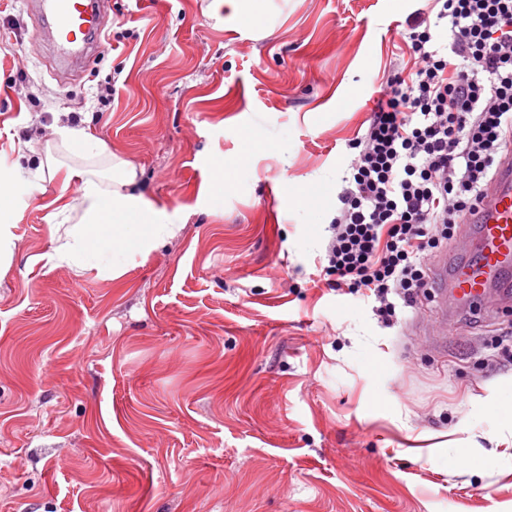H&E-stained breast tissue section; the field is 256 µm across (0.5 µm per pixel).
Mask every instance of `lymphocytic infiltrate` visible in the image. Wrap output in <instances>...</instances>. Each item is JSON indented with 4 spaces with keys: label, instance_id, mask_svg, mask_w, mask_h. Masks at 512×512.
<instances>
[{
    "label": "lymphocytic infiltrate",
    "instance_id": "1",
    "mask_svg": "<svg viewBox=\"0 0 512 512\" xmlns=\"http://www.w3.org/2000/svg\"><path fill=\"white\" fill-rule=\"evenodd\" d=\"M434 2L451 52L432 47L431 19L408 21L413 70L387 79L351 143L326 250L332 286L373 291L388 322L428 287L427 256L477 209L512 140V0Z\"/></svg>",
    "mask_w": 512,
    "mask_h": 512
}]
</instances>
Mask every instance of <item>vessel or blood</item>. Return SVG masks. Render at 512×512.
<instances>
[{
    "instance_id": "b4317fda",
    "label": "vessel or blood",
    "mask_w": 512,
    "mask_h": 512,
    "mask_svg": "<svg viewBox=\"0 0 512 512\" xmlns=\"http://www.w3.org/2000/svg\"><path fill=\"white\" fill-rule=\"evenodd\" d=\"M38 24V45L57 70L78 67L89 53L103 47L105 23L100 0H23ZM466 230L479 243L465 262L440 257L433 274L450 287L454 299L480 312L494 290L512 281V147L500 158L494 180L475 215L465 218Z\"/></svg>"
}]
</instances>
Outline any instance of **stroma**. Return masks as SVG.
<instances>
[{
  "instance_id": "1",
  "label": "stroma",
  "mask_w": 512,
  "mask_h": 512,
  "mask_svg": "<svg viewBox=\"0 0 512 512\" xmlns=\"http://www.w3.org/2000/svg\"><path fill=\"white\" fill-rule=\"evenodd\" d=\"M112 0L69 77L0 0V170L17 169L0 271V512H512V310L379 315L323 271L338 195L401 34L432 0ZM113 87L111 101L98 90ZM83 124L182 230L116 280L47 268L53 200L31 144ZM253 146L243 152V136ZM231 166L206 191L211 163ZM255 0H211L210 8L213 12H218L222 9L224 12H229L230 16L234 18L239 24L243 26L256 25L262 20L255 7Z\"/></svg>"
}]
</instances>
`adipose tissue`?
Returning <instances> with one entry per match:
<instances>
[{
  "instance_id": "adipose-tissue-1",
  "label": "adipose tissue",
  "mask_w": 512,
  "mask_h": 512,
  "mask_svg": "<svg viewBox=\"0 0 512 512\" xmlns=\"http://www.w3.org/2000/svg\"><path fill=\"white\" fill-rule=\"evenodd\" d=\"M110 181L96 173L76 170L81 181L77 202L61 201L60 213L75 219L61 242L45 256L51 266L85 270L96 268L117 278L125 271L127 257L148 255L161 242L181 230L171 217L137 192L138 171L130 161L111 157Z\"/></svg>"
}]
</instances>
